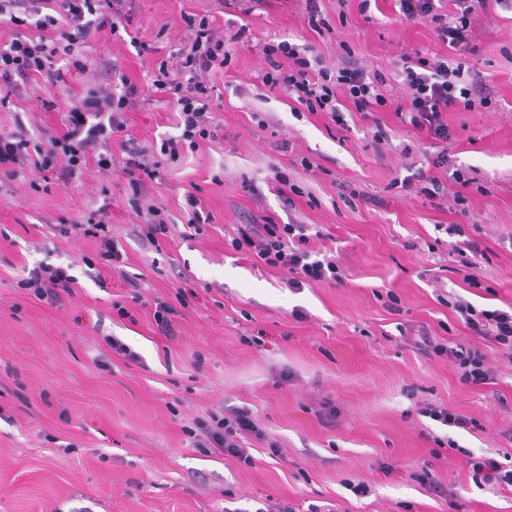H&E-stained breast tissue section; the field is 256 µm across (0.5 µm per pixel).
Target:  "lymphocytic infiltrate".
<instances>
[{
  "label": "lymphocytic infiltrate",
  "instance_id": "f902f5d3",
  "mask_svg": "<svg viewBox=\"0 0 512 512\" xmlns=\"http://www.w3.org/2000/svg\"><path fill=\"white\" fill-rule=\"evenodd\" d=\"M132 0H0V17L17 32L0 42V106L9 102L29 79L40 77L50 85L67 83L69 77L86 69L83 45L91 32L112 29L127 17ZM455 9L438 13L435 0H399L404 20L433 22L439 41L449 48H466L469 20L477 0H453ZM187 37L169 59L160 61L153 72L150 92L175 99L181 114L180 135L162 142L151 151L128 137V114L139 102L138 87L121 71H113L108 82L84 91H72L65 104L42 100L46 110L64 106L66 120L57 133L39 138L29 136L24 123L0 131V175L12 181L30 171L40 177H54L71 184L82 179L89 166L102 176H111L112 147L120 145L126 159L120 170L126 181L130 209L138 217L143 237L158 243L169 230L166 209L155 203L151 188L159 173L161 156L177 157L196 148L203 140L218 136L210 115L215 85L229 52L224 36L208 16L184 15ZM267 68L262 82L269 89L294 95L311 112H324L343 123L342 108L353 105L361 112H373L387 103L385 79L365 67L347 65L337 71L323 67L319 57L307 55L299 45L284 41L262 48ZM400 75L405 95L396 111L408 114L409 123L444 142L449 137L447 114L490 108L493 99L466 72L464 63L449 66L447 59L406 55ZM302 224H266L260 231L241 229L232 241L234 250L255 256L264 265L287 271L288 283L336 282L341 270L336 261L318 258L309 245ZM75 279L61 266L39 264L29 270L20 285L40 302L54 306L71 294ZM452 311L472 335L512 353V311L479 309L463 298L451 302ZM431 353L453 360L464 383L489 384L493 369L474 345L427 341ZM202 437L197 448L211 456L222 454L251 467L255 458L248 444L262 440L263 432L243 410L196 423Z\"/></svg>",
  "mask_w": 512,
  "mask_h": 512
}]
</instances>
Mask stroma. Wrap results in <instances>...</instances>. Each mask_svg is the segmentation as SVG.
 Here are the masks:
<instances>
[{
	"label": "stroma",
	"mask_w": 512,
	"mask_h": 512,
	"mask_svg": "<svg viewBox=\"0 0 512 512\" xmlns=\"http://www.w3.org/2000/svg\"><path fill=\"white\" fill-rule=\"evenodd\" d=\"M302 0H135L124 30L91 40L83 83L116 63L133 82L150 78L149 58L134 41L168 52L186 32L180 13L209 16L232 34L249 24L250 40L233 46L217 77V139L164 161L153 184L172 223L159 247L141 243L138 221L118 186L96 168L82 181L31 189L24 178L0 182V512H255L270 499L295 512H512V491L474 483L466 454L512 456V362L480 342L495 369L494 384H464L448 359L427 354L400 335L413 326L438 341L467 344L471 335L446 304L458 295L479 308H512V6L480 0L471 17L470 51L440 43L432 24L399 17V0H322L331 29L316 33ZM286 40L306 45L326 66L354 61L381 71L392 99L404 91L396 65L406 54L475 65L489 88L490 111H454L448 164L426 135L393 111L346 113L339 127L309 112L261 77V47ZM65 88L28 83L0 129L15 119L29 129L59 128L57 111L39 99H65ZM173 102L146 101L131 115V132L160 148L178 135ZM383 128L386 140L374 139ZM318 171L303 172L301 157ZM477 177L485 193L461 187L453 170ZM305 196L279 193L276 171ZM431 171L449 192H461L469 216L453 203L401 196L399 181ZM210 215L202 234L186 237V191ZM359 193L349 203L351 193ZM106 211L111 236L123 243V273L88 276L97 241L56 235L59 219L86 223ZM308 225L310 244L336 261L341 283L295 290L286 272L235 252L244 224ZM464 225L484 251L480 287L462 281L457 236ZM68 268L78 286L62 306L32 298L19 282L26 269ZM183 292L188 306L176 339L156 333L150 305ZM120 301L132 319L118 318ZM138 354L114 360L107 337ZM444 404L472 418V430L426 417L425 404ZM229 407L250 412L276 456L255 466L207 457L183 428ZM333 409L325 423L320 415ZM455 441L448 454L441 443ZM428 469L452 482L453 498L414 477ZM366 484L365 495L351 487Z\"/></svg>",
	"instance_id": "35a3bbf8"
}]
</instances>
